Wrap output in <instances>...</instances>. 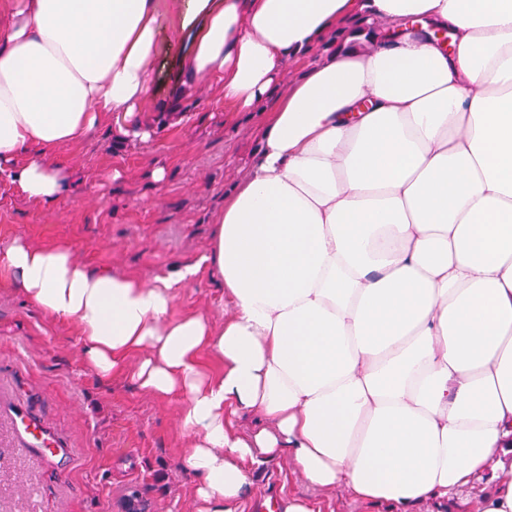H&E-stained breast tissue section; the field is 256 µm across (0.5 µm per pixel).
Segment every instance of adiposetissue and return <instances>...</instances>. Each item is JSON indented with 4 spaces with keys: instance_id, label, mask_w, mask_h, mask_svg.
I'll list each match as a JSON object with an SVG mask.
<instances>
[{
    "instance_id": "1",
    "label": "adipose tissue",
    "mask_w": 512,
    "mask_h": 512,
    "mask_svg": "<svg viewBox=\"0 0 512 512\" xmlns=\"http://www.w3.org/2000/svg\"><path fill=\"white\" fill-rule=\"evenodd\" d=\"M202 12L161 114L200 82L238 112L271 105L213 219L223 325L173 316L193 265L145 282L18 242L0 277L78 326L97 375L179 399L200 512H245L253 465L279 457L393 512L488 474L477 512H512V0H191L185 16ZM377 20L396 37L366 42ZM157 37L156 0H0V171L27 199L68 197L54 151L103 120L152 136L132 116Z\"/></svg>"
}]
</instances>
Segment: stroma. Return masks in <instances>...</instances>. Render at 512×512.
Instances as JSON below:
<instances>
[{"label": "stroma", "instance_id": "stroma-1", "mask_svg": "<svg viewBox=\"0 0 512 512\" xmlns=\"http://www.w3.org/2000/svg\"><path fill=\"white\" fill-rule=\"evenodd\" d=\"M187 4L157 0L152 84L141 115L167 99L205 20L200 14L183 23ZM178 26L184 32L176 41ZM184 108L188 120L157 127L146 143L120 136L107 120L91 139L60 145L54 159L75 175L63 201L31 202L1 176L0 253L17 241L66 243L91 269L146 281L196 264L200 272L178 288L173 312L223 324L224 281L205 260L212 221L254 163L267 113L225 111L223 96L207 86ZM158 165L166 170L159 183L152 177ZM0 400L36 416L68 449L50 459L19 449L13 419L0 411V512H122L132 487L147 512H197L177 400L155 398L120 375L95 374L75 327L45 315L9 280H0Z\"/></svg>", "mask_w": 512, "mask_h": 512}]
</instances>
